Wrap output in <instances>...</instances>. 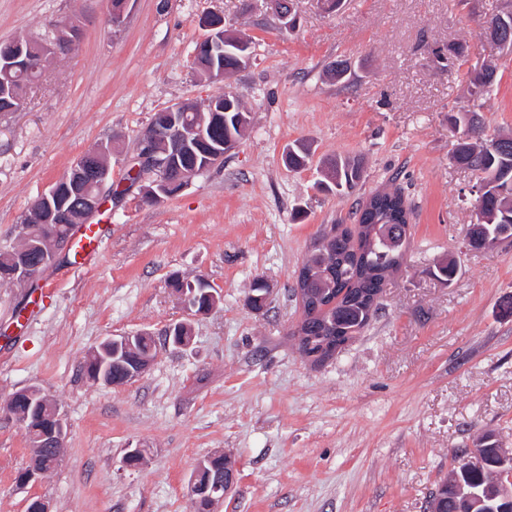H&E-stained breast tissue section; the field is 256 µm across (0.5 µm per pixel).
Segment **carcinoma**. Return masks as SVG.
I'll return each instance as SVG.
<instances>
[{"mask_svg":"<svg viewBox=\"0 0 512 512\" xmlns=\"http://www.w3.org/2000/svg\"><path fill=\"white\" fill-rule=\"evenodd\" d=\"M498 65L492 64L474 73H466L470 99L489 95L497 78ZM38 76H18L0 71V100L19 107L26 90ZM452 127L457 134L453 160L461 167L478 174L480 195L476 222L472 225L469 246L480 250L495 241L512 239V132L482 139V130L473 118L471 106L454 108ZM206 138L190 143L180 158L179 170L191 172L204 162L220 163L224 144L240 140L249 123V113L241 101L232 104L229 112H205ZM310 150L303 144L288 148V166H306ZM153 191L169 197L179 185L175 177L160 168L151 171ZM363 175L362 164L355 158L336 157L326 164L319 190L339 197L352 195ZM354 227L348 226L337 234L322 235L304 260L312 272L308 288L327 298H336V306L320 309L302 324V332L312 337L310 351L320 348L321 337L344 338L364 329L373 310L367 296L384 287L387 275L401 265L407 242L393 234L397 228L409 226L410 212L398 191L376 192L353 212ZM495 469V457L487 452L485 465L478 471L450 478L449 483L462 482L481 486L490 480Z\"/></svg>","mask_w":512,"mask_h":512,"instance_id":"1","label":"carcinoma"}]
</instances>
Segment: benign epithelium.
<instances>
[{
    "label": "benign epithelium",
    "instance_id": "1",
    "mask_svg": "<svg viewBox=\"0 0 512 512\" xmlns=\"http://www.w3.org/2000/svg\"><path fill=\"white\" fill-rule=\"evenodd\" d=\"M274 12L280 22V27L287 30L295 25L296 17L293 14L291 3L288 0H271ZM206 35L197 44L195 58L224 56V43L227 34L224 32V15L211 13L201 21ZM81 38V29L77 20L71 19L55 29V36L50 40L14 39L13 47H27L31 56L23 53L13 55H0V63L4 64L7 72L15 71L40 73L47 63L55 56L71 51ZM156 138L160 140L161 147L154 143H144L145 154L137 156L133 161L132 170L139 171L146 163H158L162 168H175L186 145V133L178 136L165 129H157ZM112 147H97L78 158L67 173L61 178L66 183L70 194L77 196L81 205L77 209L69 208L60 203L58 184H53L49 190L39 196L36 202V220L40 224L65 225L76 228L87 223L90 216L100 211L102 205V193L111 176L109 156ZM34 244L29 243L18 247L13 253L9 264L0 271V278L4 280L26 282L32 280L44 266L50 265L56 255L63 250V244L57 238L51 237L39 246L40 263L34 264L32 250ZM147 334L135 333L126 336H118L104 341L98 349L88 356L87 363L91 365V374L88 378L91 382L104 383L115 386L125 384L143 374L152 364L154 357L149 354L137 353L136 345ZM302 354L314 363L323 362L333 357L339 348L336 347L334 338L323 342L320 349L310 352L311 345L305 337H299ZM134 355L131 363L126 365L125 376L114 379L109 373L111 361L120 358H128ZM24 403L32 414L43 421L38 428L34 447L60 449L65 439V424L62 414L57 406L47 399L39 398V393L25 389L14 393L8 400L6 409L16 419L23 423L27 415L20 412L18 404ZM485 448L479 445L470 449L457 465V471L461 474L479 470L484 465ZM496 472L492 480L481 488H473L459 484L458 492L468 503L470 512H480L481 507L492 501L512 502V451L503 448L496 449ZM229 459V456L217 452L201 460L193 471L190 481L191 493L195 498L198 512H210L211 504L224 498L234 487L236 482V470L231 467L224 470V474L213 473L210 468L214 462L221 459Z\"/></svg>",
    "mask_w": 512,
    "mask_h": 512
}]
</instances>
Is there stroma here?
I'll return each instance as SVG.
<instances>
[{"instance_id": "35a3bbf8", "label": "stroma", "mask_w": 512, "mask_h": 512, "mask_svg": "<svg viewBox=\"0 0 512 512\" xmlns=\"http://www.w3.org/2000/svg\"><path fill=\"white\" fill-rule=\"evenodd\" d=\"M512 0H294L281 30L268 0H130L121 27L108 0H0V41L44 39L74 17L82 36L54 58L22 107L0 112V250L21 242L34 201L84 152L112 148L107 232L89 268L60 254L33 280L0 281V512H196L188 482L222 451L238 479L211 512H426L465 449L490 435L512 448V241L467 246L477 176L452 160L450 110L464 70H500L477 120L512 132V53L483 22ZM211 12L251 40L245 68L205 78L193 52ZM468 46L463 68L433 48ZM348 61L349 82L328 73ZM236 93L249 125L223 165L177 195L147 202L128 171L155 113ZM310 148L288 168V146ZM364 162L346 198L321 192L324 160ZM400 190L413 211L403 265L360 336L311 364L294 334L296 273L327 225L358 201ZM453 257L452 282L436 265ZM221 295L188 316L172 277ZM272 292L253 312L255 279ZM53 297H46L48 285ZM189 321L192 339L163 344ZM148 333L155 358L120 386L92 383L86 359L112 336ZM34 387L57 402L67 433L58 465L19 486L33 449L6 410ZM141 449L138 467L123 459Z\"/></svg>"}]
</instances>
